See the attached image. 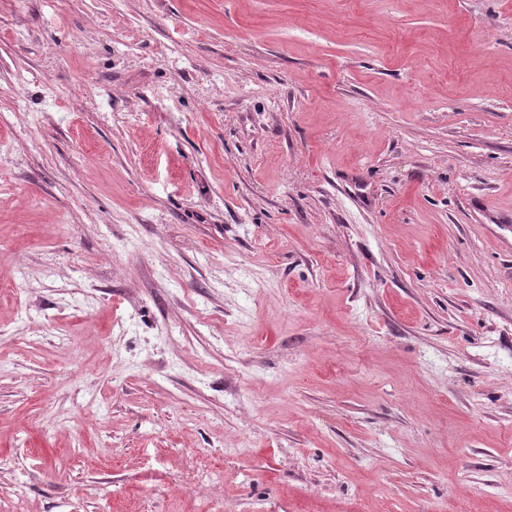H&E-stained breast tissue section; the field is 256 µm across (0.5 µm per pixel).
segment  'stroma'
I'll return each instance as SVG.
<instances>
[{"mask_svg":"<svg viewBox=\"0 0 512 512\" xmlns=\"http://www.w3.org/2000/svg\"><path fill=\"white\" fill-rule=\"evenodd\" d=\"M512 512V0H0V512Z\"/></svg>","mask_w":512,"mask_h":512,"instance_id":"obj_1","label":"stroma"}]
</instances>
